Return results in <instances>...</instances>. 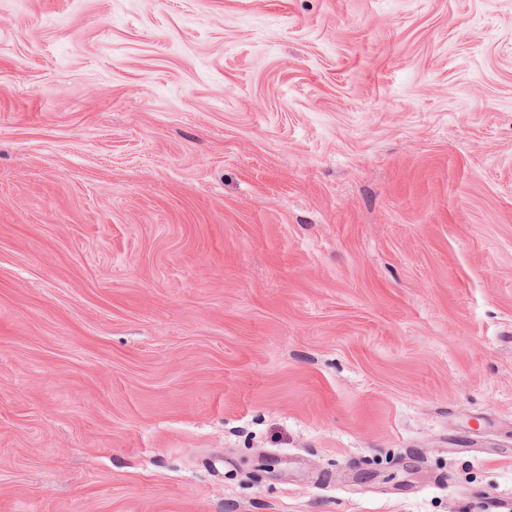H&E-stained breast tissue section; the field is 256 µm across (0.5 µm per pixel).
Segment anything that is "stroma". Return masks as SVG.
Instances as JSON below:
<instances>
[{"label":"stroma","instance_id":"1","mask_svg":"<svg viewBox=\"0 0 512 512\" xmlns=\"http://www.w3.org/2000/svg\"><path fill=\"white\" fill-rule=\"evenodd\" d=\"M512 503V0H0V512Z\"/></svg>","mask_w":512,"mask_h":512}]
</instances>
